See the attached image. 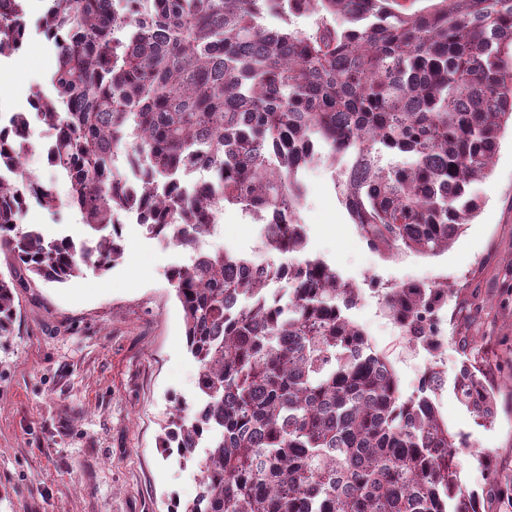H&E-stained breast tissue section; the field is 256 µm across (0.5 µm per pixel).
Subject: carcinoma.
<instances>
[{
    "label": "carcinoma",
    "instance_id": "obj_1",
    "mask_svg": "<svg viewBox=\"0 0 512 512\" xmlns=\"http://www.w3.org/2000/svg\"><path fill=\"white\" fill-rule=\"evenodd\" d=\"M27 0H0V55L26 32ZM56 97L32 108L54 127L50 163L69 205L99 236L92 248L23 223L28 171L0 184V337L12 333L16 278L66 283L119 265L114 218L197 246L227 206L267 219L266 277L226 249L168 271L199 364L196 405L174 398L162 447L202 449L200 492L182 512H482L459 479L466 439L428 395L401 396L392 365L345 315L357 289L320 259L298 260L306 235L297 172L348 159L338 189L371 246L437 255L479 210L512 122V0H46ZM278 9L286 25L267 28ZM311 17L307 28L294 19ZM30 113L0 128V167L20 163ZM140 166L120 185L114 161ZM200 165L221 189L191 197ZM55 209L50 189L31 191ZM446 288L391 289L389 313L412 340ZM458 395L484 421L494 387L462 367Z\"/></svg>",
    "mask_w": 512,
    "mask_h": 512
}]
</instances>
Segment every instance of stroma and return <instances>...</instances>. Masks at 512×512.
I'll use <instances>...</instances> for the list:
<instances>
[{"instance_id": "1", "label": "stroma", "mask_w": 512, "mask_h": 512, "mask_svg": "<svg viewBox=\"0 0 512 512\" xmlns=\"http://www.w3.org/2000/svg\"><path fill=\"white\" fill-rule=\"evenodd\" d=\"M54 55L27 31L20 50L0 58V110L30 111L51 94ZM29 171L53 186L62 210L31 204L25 223L82 241L81 216L67 201L69 180L32 156ZM304 257L325 261L359 290L348 317L393 366L402 396L416 393L433 363L425 346L399 334L374 292L386 282L448 289V349L431 398L450 431L474 450L492 449L512 482V131L490 177L476 184L480 209L436 256L374 249L352 224L327 163L304 170ZM262 225L239 207L221 214L203 247L271 259ZM124 260L85 270L65 284L24 281L15 290L12 335L0 338V512H169L197 495L199 472L165 455L158 435L170 398H193L199 365L186 347L182 308L166 274L188 254L124 225ZM479 362L497 387L496 414L479 422L456 390L462 366Z\"/></svg>"}]
</instances>
